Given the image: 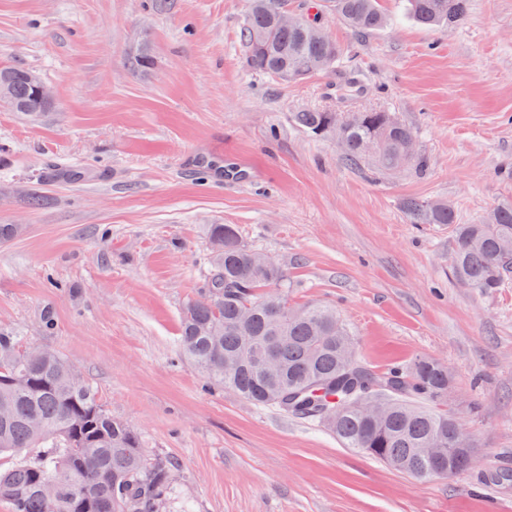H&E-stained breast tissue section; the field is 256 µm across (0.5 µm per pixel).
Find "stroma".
Masks as SVG:
<instances>
[{
  "label": "stroma",
  "instance_id": "stroma-1",
  "mask_svg": "<svg viewBox=\"0 0 512 512\" xmlns=\"http://www.w3.org/2000/svg\"><path fill=\"white\" fill-rule=\"evenodd\" d=\"M381 5L391 23L370 35L323 14L340 61L285 83L245 63L249 0H0V66L51 94L41 112L0 107V224L23 228L0 243V327L62 353L177 462L171 512H512V276L490 293L457 281L451 227L403 208L445 201L472 224L512 202V0H470L448 29ZM143 42L154 64L136 71ZM329 107L395 113L426 170L349 167L291 120ZM212 224L284 269L290 305L334 307L360 361L446 366L439 407L472 465L420 482L209 387L178 339Z\"/></svg>",
  "mask_w": 512,
  "mask_h": 512
}]
</instances>
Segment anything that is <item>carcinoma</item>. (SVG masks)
<instances>
[{
  "instance_id": "cac0c4a2",
  "label": "carcinoma",
  "mask_w": 512,
  "mask_h": 512,
  "mask_svg": "<svg viewBox=\"0 0 512 512\" xmlns=\"http://www.w3.org/2000/svg\"><path fill=\"white\" fill-rule=\"evenodd\" d=\"M286 0H250L243 27L248 67L285 82H300L335 67L340 47L323 37L318 17L296 26L279 23ZM319 7L336 12L358 35L388 25L381 0H321ZM407 14L427 26L454 27L464 22L468 0H405ZM323 66L309 69V62ZM141 71L153 66L149 43L130 57ZM25 70L3 67L16 104L33 103V86ZM305 133L332 136L349 164L370 160L396 174L423 163L412 150L416 135L392 113L371 111L362 120L342 112L306 109L292 116ZM404 208L415 224H448L455 236L451 269L454 277L483 292L501 287L512 273V253L501 245L512 241V203L495 207L481 224H460L448 202L428 203L409 198ZM208 277L204 295L187 303L182 313L179 345L208 383L233 391L256 407L275 406L284 412L326 424L343 442L396 470L427 481L433 463L418 453L432 446L451 456L456 472L467 469L474 450L455 431L457 419L435 408L448 392V369L425 357L407 366L393 365L383 375L356 360L354 337L336 310L323 304L292 309L281 292L285 274L273 260L246 246L232 224L208 226ZM250 307L244 319L241 311ZM273 352L281 369L265 376L255 361ZM236 361L232 370L224 360ZM72 363L49 348H23L22 337L0 327V455L31 454L0 469V501L11 512H44L43 481L55 483L61 497L59 512H154L168 510L176 463L149 458L140 434L112 416L97 388L71 380ZM346 377L376 387L392 401L381 420L366 418L355 405L324 417L295 412L277 400L278 390H308L328 406L337 405Z\"/></svg>"
}]
</instances>
